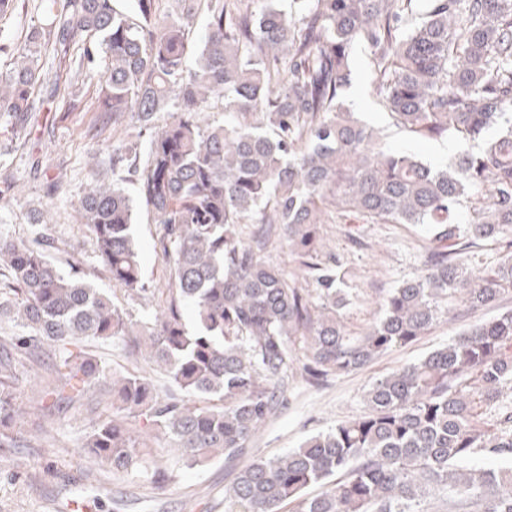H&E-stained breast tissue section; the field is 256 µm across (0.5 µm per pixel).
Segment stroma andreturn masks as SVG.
Here are the masks:
<instances>
[{"instance_id": "obj_1", "label": "stroma", "mask_w": 512, "mask_h": 512, "mask_svg": "<svg viewBox=\"0 0 512 512\" xmlns=\"http://www.w3.org/2000/svg\"><path fill=\"white\" fill-rule=\"evenodd\" d=\"M38 2L18 0L14 11L0 19V74L10 70L15 44L40 18ZM107 63V55L100 48L94 64L84 69L81 110L70 111L68 96L62 93L44 102L24 131L13 130L7 119L0 118V179H12L20 186L14 196L0 197V238L27 243L49 233L48 258L62 272L78 270L93 287L106 292L111 291L112 281L97 256L90 230L80 222L76 203L94 166L103 178L121 180L128 192H135L136 173L126 167L113 169L112 150L150 136L131 112L119 125H103L97 97L99 78ZM346 100L368 123L385 129V143L392 149L431 164L453 161L448 147L454 144V137L421 139L392 125L373 97L369 51L361 45L354 49L353 78ZM36 158L59 175L58 189H48L41 170L32 165ZM133 236L146 291L139 296L119 294L118 303L140 316L163 306L169 268L163 260L161 227L141 205L135 208ZM321 237L320 262L336 267L345 277L348 303L341 311V321L352 336L363 335L373 327L386 293L419 275L432 248L430 234L422 226L370 224L352 212L330 214L321 227ZM259 255L280 266L296 287L314 288L312 275L289 252L285 240H269ZM490 315L487 309L467 312L460 304H452L448 314L414 344L386 352L362 369L332 377L316 388L306 386L297 375L302 354L293 351L288 403L250 442L248 459L276 457L310 435L362 415L365 392L373 381L418 361ZM48 374L47 368L38 366L15 384L14 396L25 414L21 431L28 434L40 429L46 437L33 442L19 457L0 461V512H112L113 499L121 496L130 501L126 512H224V490L233 474L220 460L181 471L171 491L164 495L131 483H109L105 467L88 465L77 454L90 426L89 411L75 406L53 415L44 409L40 392ZM46 449L52 450L54 460L63 465L69 481L44 482L26 467V460Z\"/></svg>"}]
</instances>
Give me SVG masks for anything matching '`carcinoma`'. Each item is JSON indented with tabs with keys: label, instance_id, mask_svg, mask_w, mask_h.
Masks as SVG:
<instances>
[{
	"label": "carcinoma",
	"instance_id": "carcinoma-1",
	"mask_svg": "<svg viewBox=\"0 0 512 512\" xmlns=\"http://www.w3.org/2000/svg\"><path fill=\"white\" fill-rule=\"evenodd\" d=\"M50 0L47 17L14 47L0 74V117L26 128L46 81L42 56L66 59L70 45L104 47L98 111L119 123L133 112L153 130L138 170L139 202L162 226L171 267L166 307L137 319L78 272L63 274L39 240L0 239V315L21 329L0 342V459L27 438L13 385L28 365L54 360L43 389L48 409L86 405L97 418L79 454L106 464L112 479L166 493L183 469L222 458L235 467L250 440L286 402L291 350L301 376L320 385L424 335L445 305L493 307L512 289V257L484 275L460 256L474 240L512 234V0ZM207 24L192 28L201 9ZM370 53L378 102L395 126L418 136L448 134L463 145L450 165L391 150L346 105L354 45ZM194 61L195 67L188 68ZM175 111L161 126L170 101ZM220 101L224 123L197 116ZM262 113V120L253 114ZM467 203L471 220L460 224ZM134 200L90 169L77 212L94 236L115 287L145 291L132 234ZM371 224H420L432 233L425 271L391 289L362 336L338 315L344 276L318 261L320 224L330 210ZM268 225L314 274L296 288L245 241L249 219ZM120 343L163 372L179 395L162 396L141 372L114 374L88 344ZM512 309L478 323L419 361L376 380L358 418L239 470L225 512H421L439 491L448 510L512 512ZM496 429L480 426L485 412ZM170 441L164 459L153 437ZM45 480L63 477L44 457ZM327 491L307 489L331 479Z\"/></svg>",
	"mask_w": 512,
	"mask_h": 512
}]
</instances>
